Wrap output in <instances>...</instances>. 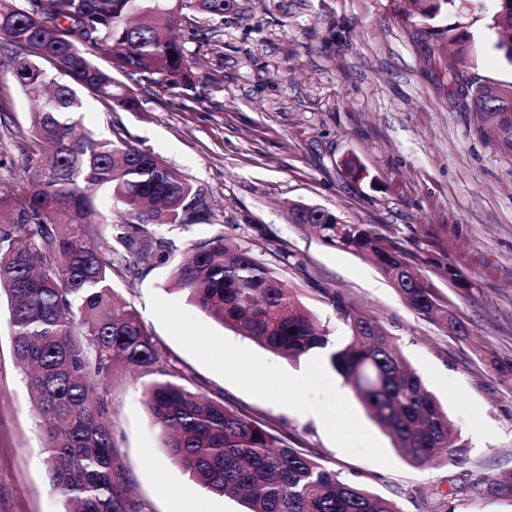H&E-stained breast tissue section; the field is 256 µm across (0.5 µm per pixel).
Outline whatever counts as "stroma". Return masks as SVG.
Listing matches in <instances>:
<instances>
[{"instance_id": "35a3bbf8", "label": "stroma", "mask_w": 512, "mask_h": 512, "mask_svg": "<svg viewBox=\"0 0 512 512\" xmlns=\"http://www.w3.org/2000/svg\"><path fill=\"white\" fill-rule=\"evenodd\" d=\"M494 0L482 13L444 17L480 49L470 60L482 82H512V64L491 47ZM406 0H235L224 18L190 13L178 34L198 78L195 89L138 91L136 112H110L83 94L82 125L152 152L184 175L207 205L197 224L154 234L177 251L218 234L274 263L265 233L288 246L302 268L286 270L301 301L329 331L349 332L322 296L341 292L388 330L428 389L448 408L464 462L414 467L395 452L354 395L330 426L299 414L342 378L301 388L302 362L225 329L169 289L170 267L138 263L115 286L141 314L164 356L185 368L209 397L265 424L348 481L394 499L400 512H512V499L454 496L455 487L512 470V385L491 360L512 363V157L479 136L473 113L448 108L438 62L427 61ZM0 187L19 188L25 96L0 64ZM356 160L361 175L349 173ZM327 209L367 224L407 249L423 246L474 283L461 296L431 273L439 296L467 325L464 338L422 320L375 266L326 245L290 223L289 204ZM143 381L114 371L108 419L123 479L142 512H243L239 499L207 492L171 460L154 429ZM44 432L14 354L6 299H0V512H63L48 484Z\"/></svg>"}]
</instances>
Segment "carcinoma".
<instances>
[{
    "label": "carcinoma",
    "instance_id": "1",
    "mask_svg": "<svg viewBox=\"0 0 512 512\" xmlns=\"http://www.w3.org/2000/svg\"><path fill=\"white\" fill-rule=\"evenodd\" d=\"M0 0V48L12 79L23 91L30 125L22 189H0V291L9 303L13 348L26 369V385L46 431V470L65 512H141L122 481L113 448L104 391L121 363L150 381L143 395L169 456L214 494L242 499L247 512H400L396 503L359 483L346 481L293 448L245 413L193 387L186 371L167 361L140 313L123 302L114 277L137 275L139 256L166 263L174 253L166 238L144 226H190L206 204L192 184L158 156L123 138L98 137L75 118L82 88L109 112H137L134 89L112 73L137 75L168 89L194 86L184 45L174 27L183 11L223 17L234 0ZM421 21V39H444L440 82L448 106L476 113L477 132L512 155V83L478 84L467 67L476 49L460 26H439L462 0H406ZM488 28L512 33V0H496ZM104 56L97 67L85 48ZM106 189L137 221L120 241L126 254L95 222L96 194ZM294 224H311L327 245L371 261L419 318L450 329L467 328L436 294L427 269L445 272L465 292L471 279L428 250L410 251L396 238L365 224H338L336 214L294 204ZM276 263L252 250L228 247L224 235L198 241L174 266L171 286L187 294L224 328L266 349L297 360L328 350V361L359 403L391 438L408 464L425 467L446 449L463 463L457 431L383 327L328 288L320 292L351 333L329 349V334L297 298L284 277L301 262L286 247ZM484 498H512V471L459 488Z\"/></svg>",
    "mask_w": 512,
    "mask_h": 512
}]
</instances>
